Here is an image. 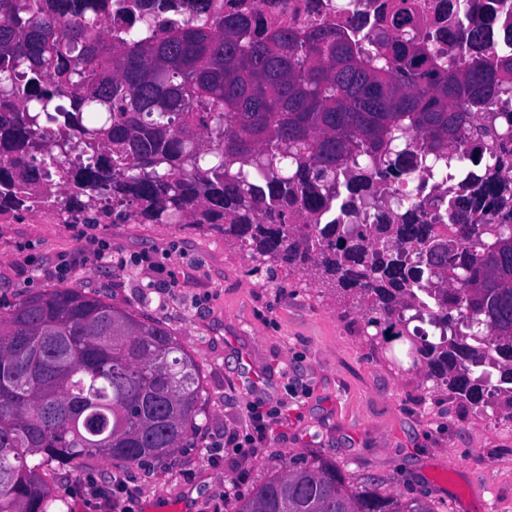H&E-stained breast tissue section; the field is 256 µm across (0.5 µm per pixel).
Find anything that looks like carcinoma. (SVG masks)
<instances>
[{
  "mask_svg": "<svg viewBox=\"0 0 512 512\" xmlns=\"http://www.w3.org/2000/svg\"><path fill=\"white\" fill-rule=\"evenodd\" d=\"M0 0V212L61 188L73 214L143 224L181 216L246 248L275 273L304 272L368 341L400 340L408 370L512 420V51L471 55L479 24L458 0L463 64L418 28L308 31L211 12L152 33L131 0ZM497 158L493 203L458 196L446 224L413 190L393 223H322L336 187L373 176H442L474 154ZM441 329L421 333L425 310ZM204 414L200 372L164 325L80 288L29 295L0 312V512H50L42 473L100 455L121 467L187 447ZM236 512H435L422 499L353 486L322 455L290 456Z\"/></svg>",
  "mask_w": 512,
  "mask_h": 512,
  "instance_id": "obj_1",
  "label": "carcinoma"
}]
</instances>
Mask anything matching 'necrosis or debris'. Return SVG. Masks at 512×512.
<instances>
[{
    "mask_svg": "<svg viewBox=\"0 0 512 512\" xmlns=\"http://www.w3.org/2000/svg\"><path fill=\"white\" fill-rule=\"evenodd\" d=\"M225 10L248 15L252 23L281 20L299 28L319 25L328 21L347 23L355 21L365 31L375 32L405 23L407 17H416L421 35L428 39L439 53L454 55L461 40L462 30L453 20L457 0H406L409 13L397 9L399 0H222ZM472 19L482 25L483 39L473 50L506 52L507 25L512 22V0H466ZM488 162L485 156L467 160L448 181L415 171L412 175L417 194L426 203V218L444 224L448 221V202L461 191L479 188L486 176ZM404 188L402 179L381 181L376 193L362 192L355 201L362 223L376 224L386 212L388 203L396 202Z\"/></svg>",
    "mask_w": 512,
    "mask_h": 512,
    "instance_id": "1",
    "label": "necrosis or debris"
}]
</instances>
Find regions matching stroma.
<instances>
[{
  "label": "stroma",
  "mask_w": 512,
  "mask_h": 512,
  "mask_svg": "<svg viewBox=\"0 0 512 512\" xmlns=\"http://www.w3.org/2000/svg\"><path fill=\"white\" fill-rule=\"evenodd\" d=\"M94 236L119 258L112 270L84 263ZM62 259L71 264L64 281L53 274ZM63 284L169 328L201 372L205 414L192 447L146 468L98 455L56 465L45 477L52 512H96L76 486L94 478L108 488L117 475L130 496L103 512H235L283 458L316 454L351 484L371 480L435 512H512V428L502 413L395 369L363 335L362 311L342 315L306 274L257 269L223 233L193 224L0 223L1 305ZM256 400L279 413L262 451L212 448L213 437L245 433ZM228 481L238 489L225 499Z\"/></svg>",
  "instance_id": "35a3bbf8"
}]
</instances>
